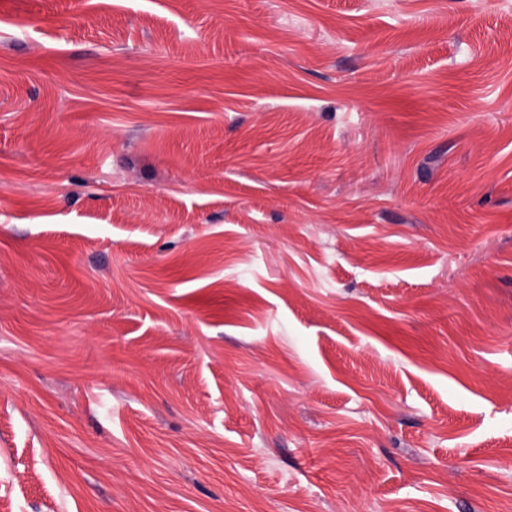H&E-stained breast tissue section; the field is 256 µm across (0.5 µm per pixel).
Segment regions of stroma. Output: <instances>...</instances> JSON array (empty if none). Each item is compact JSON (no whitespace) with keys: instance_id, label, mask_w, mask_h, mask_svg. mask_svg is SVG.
Masks as SVG:
<instances>
[{"instance_id":"1","label":"stroma","mask_w":512,"mask_h":512,"mask_svg":"<svg viewBox=\"0 0 512 512\" xmlns=\"http://www.w3.org/2000/svg\"><path fill=\"white\" fill-rule=\"evenodd\" d=\"M13 512H504L512 0H0Z\"/></svg>"}]
</instances>
